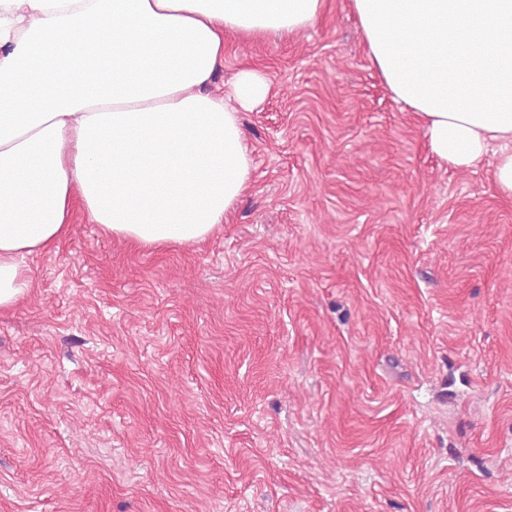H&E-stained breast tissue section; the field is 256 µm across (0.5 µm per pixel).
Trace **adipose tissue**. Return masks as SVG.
<instances>
[{"label":"adipose tissue","mask_w":512,"mask_h":512,"mask_svg":"<svg viewBox=\"0 0 512 512\" xmlns=\"http://www.w3.org/2000/svg\"><path fill=\"white\" fill-rule=\"evenodd\" d=\"M325 0H0V308L75 207L145 247L205 240L245 192L240 109L261 70L213 87L224 38L289 35ZM370 62L458 168L497 156L512 193V0H352Z\"/></svg>","instance_id":"1"}]
</instances>
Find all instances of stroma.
<instances>
[{
	"mask_svg": "<svg viewBox=\"0 0 512 512\" xmlns=\"http://www.w3.org/2000/svg\"><path fill=\"white\" fill-rule=\"evenodd\" d=\"M246 192L193 245L76 210L0 309V512H512V194L396 103L350 0L226 38Z\"/></svg>",
	"mask_w": 512,
	"mask_h": 512,
	"instance_id": "1",
	"label": "stroma"
}]
</instances>
